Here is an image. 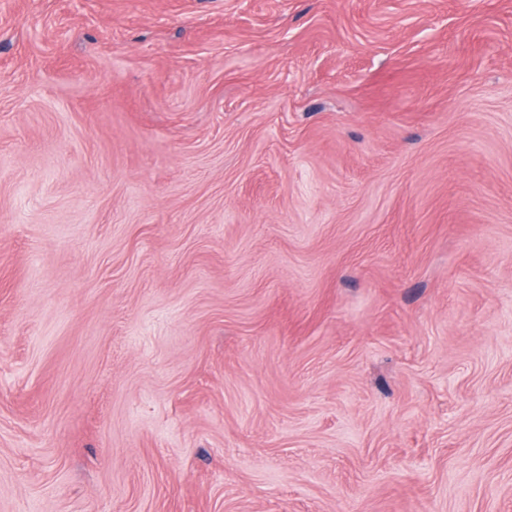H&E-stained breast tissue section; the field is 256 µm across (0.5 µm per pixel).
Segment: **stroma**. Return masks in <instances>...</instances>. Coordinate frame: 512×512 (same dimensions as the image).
<instances>
[{"mask_svg": "<svg viewBox=\"0 0 512 512\" xmlns=\"http://www.w3.org/2000/svg\"><path fill=\"white\" fill-rule=\"evenodd\" d=\"M0 512H512V0H0Z\"/></svg>", "mask_w": 512, "mask_h": 512, "instance_id": "1", "label": "stroma"}]
</instances>
